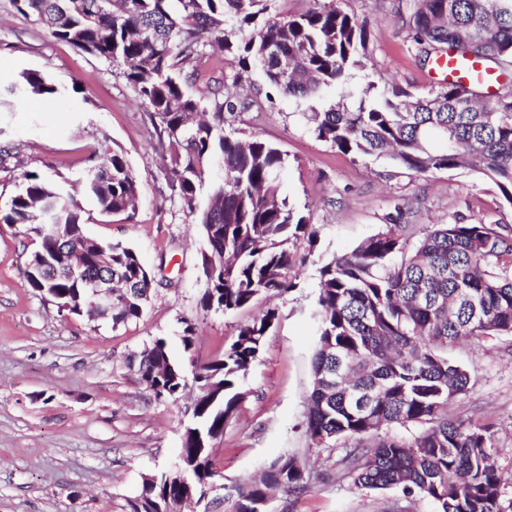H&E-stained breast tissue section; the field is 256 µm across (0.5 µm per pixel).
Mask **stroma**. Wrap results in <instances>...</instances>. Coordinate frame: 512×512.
Instances as JSON below:
<instances>
[{
	"instance_id": "1",
	"label": "stroma",
	"mask_w": 512,
	"mask_h": 512,
	"mask_svg": "<svg viewBox=\"0 0 512 512\" xmlns=\"http://www.w3.org/2000/svg\"><path fill=\"white\" fill-rule=\"evenodd\" d=\"M338 4L370 21V58L354 85L393 83L416 97L440 89L414 42L408 0ZM33 70L49 76L60 95L19 102L11 87ZM247 84L252 105L234 126L284 153V192L316 236L314 246L300 248L307 259L295 288L225 315L201 307L205 239L172 195L146 112L115 67L55 40L0 0V149L9 153L0 163V206L17 192L23 171L69 191L84 179L91 155L122 150L139 183L135 217L105 215L89 204L83 232L131 247L154 277L140 320L116 328L68 314L25 280L34 243L0 224V512H125L144 477L177 459L191 421L187 400H158L144 389L128 367L129 354L156 337L177 341L189 321L196 359L212 360L239 326L272 305L279 321L241 382L247 399L216 443V468L230 491L281 454L303 455L321 267L382 230L397 205L407 210L405 223L420 228L458 219L512 225V205L480 172L418 176L388 158L344 154L317 139L302 114L335 103L338 90L308 102L270 101L260 72H251ZM448 356L470 376L451 414L486 418L501 446L512 448V336L481 348L459 344ZM308 468L309 490L276 492L270 512H436L427 500L336 481L320 457H311Z\"/></svg>"
}]
</instances>
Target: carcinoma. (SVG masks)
<instances>
[{
	"label": "carcinoma",
	"mask_w": 512,
	"mask_h": 512,
	"mask_svg": "<svg viewBox=\"0 0 512 512\" xmlns=\"http://www.w3.org/2000/svg\"><path fill=\"white\" fill-rule=\"evenodd\" d=\"M269 0H13L18 13L57 40L104 59L141 100L167 157L171 191L196 215L206 240L201 268L205 311L231 313L262 295L294 287L290 272L303 242L314 245L306 217L283 193L282 152L258 136L226 130L250 107L211 79L208 106L189 92L196 62L218 48L238 67L234 82L255 68L281 95L307 100L348 84L369 58L368 21L337 0H310L289 18L269 14ZM418 51L498 66L512 64V0H412ZM482 83L448 80L438 92L407 101L393 86L369 82L354 105L303 113L315 136L344 154L388 156L417 175L478 169L512 205V91L479 99ZM59 87L37 71L22 74L17 95L55 97ZM84 197L105 214L133 218L138 181L123 153L89 159ZM220 171L208 204L196 208L205 174ZM386 229L320 268L314 383L305 416L307 451H329V468L360 489L426 498L437 512H512L494 426L481 417H453L448 404L468 391L466 370L448 348L512 336V228L503 224H432L410 242L404 212L394 207ZM84 208L36 172L5 208L0 224L37 243L25 278L44 296L84 304L82 282L110 270L132 282L112 298L116 328L139 319L141 295L153 278L135 251L103 245L82 231ZM278 320L275 309L239 328L224 354L206 363L191 356L195 327L186 323L175 356L159 337L128 357L157 399L179 398L192 383L210 393L193 409L204 440L187 430L181 458L189 484L144 479L126 512H164L192 494L203 498L217 470L216 441L245 400L240 379L258 359ZM403 428L406 434L393 432ZM311 474L295 455H280L263 475L234 488L227 512H267L270 491L301 495Z\"/></svg>",
	"instance_id": "obj_1"
}]
</instances>
